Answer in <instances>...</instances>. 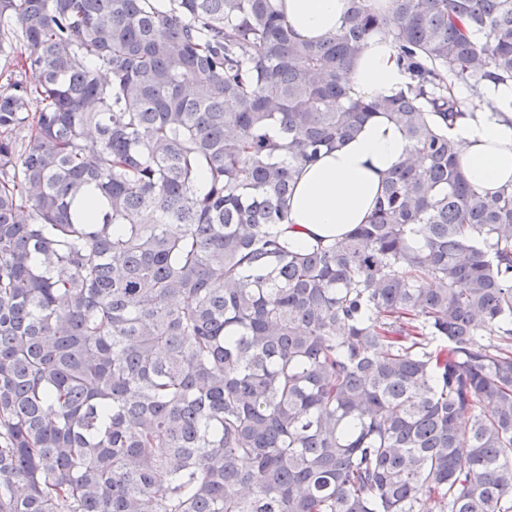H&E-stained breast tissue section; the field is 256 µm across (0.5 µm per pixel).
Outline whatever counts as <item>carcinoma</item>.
I'll use <instances>...</instances> for the list:
<instances>
[{
    "instance_id": "obj_1",
    "label": "carcinoma",
    "mask_w": 512,
    "mask_h": 512,
    "mask_svg": "<svg viewBox=\"0 0 512 512\" xmlns=\"http://www.w3.org/2000/svg\"><path fill=\"white\" fill-rule=\"evenodd\" d=\"M382 28L410 83L355 99ZM0 78V512H512V186L447 132L512 0L322 43L273 0H0ZM374 117L410 150L371 219L294 248L295 176Z\"/></svg>"
}]
</instances>
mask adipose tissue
<instances>
[{"label":"adipose tissue","mask_w":512,"mask_h":512,"mask_svg":"<svg viewBox=\"0 0 512 512\" xmlns=\"http://www.w3.org/2000/svg\"><path fill=\"white\" fill-rule=\"evenodd\" d=\"M274 5L300 39L319 41L339 33L347 0H274ZM407 82L390 32H377L351 68L352 95L391 94ZM485 97L486 105L463 107L448 129L462 146L460 165L467 179L481 193L512 184V81L488 82ZM408 150L403 133L378 118L322 153L295 183L286 231L289 242L298 247L335 240L366 223L385 177Z\"/></svg>","instance_id":"adipose-tissue-1"}]
</instances>
